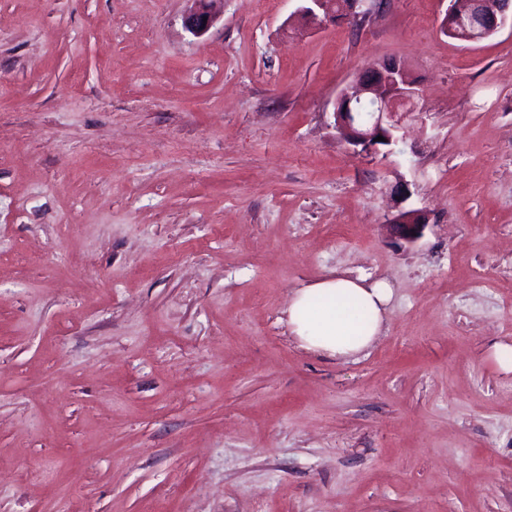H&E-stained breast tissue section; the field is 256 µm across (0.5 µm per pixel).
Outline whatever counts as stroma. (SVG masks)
Instances as JSON below:
<instances>
[{
	"mask_svg": "<svg viewBox=\"0 0 512 512\" xmlns=\"http://www.w3.org/2000/svg\"><path fill=\"white\" fill-rule=\"evenodd\" d=\"M193 6L0 0V512H512V27ZM389 58L419 112L355 152ZM336 275L393 289L346 361L288 327ZM196 4L195 9L185 18V27L193 35L200 37L206 34L213 26L215 17L210 9V2L214 0H193ZM203 18H207L203 22ZM417 94L415 83L401 61L391 59L360 70L337 98L336 128L349 144L360 147L361 152L376 151L379 145L393 142V132L400 123L398 115L419 112ZM366 110L369 112H363ZM378 136L385 141H375ZM391 225L400 238L413 242L422 236L428 221L422 210H406L397 214Z\"/></svg>",
	"mask_w": 512,
	"mask_h": 512,
	"instance_id": "35a3bbf8",
	"label": "stroma"
}]
</instances>
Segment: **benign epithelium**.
<instances>
[{
	"instance_id": "7a95c632",
	"label": "benign epithelium",
	"mask_w": 512,
	"mask_h": 512,
	"mask_svg": "<svg viewBox=\"0 0 512 512\" xmlns=\"http://www.w3.org/2000/svg\"><path fill=\"white\" fill-rule=\"evenodd\" d=\"M196 7L185 18V27L200 37L213 26L215 17L210 9L212 0H194ZM299 15L309 21L317 18L324 22H357L365 15L366 0H302ZM489 7L484 27L478 32L471 31L459 8L450 5L447 14L451 25L461 35V40L477 42L485 39L512 23V0H474ZM417 90L405 65L398 60L359 71L351 85L343 89L336 102L335 125L342 137L362 152L377 150L385 143L393 142L394 131L399 127V116L417 111ZM395 233L406 241L413 242L422 236L428 225L427 217L421 210H406L391 221Z\"/></svg>"
}]
</instances>
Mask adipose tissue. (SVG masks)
Listing matches in <instances>:
<instances>
[{
  "label": "adipose tissue",
  "instance_id": "1",
  "mask_svg": "<svg viewBox=\"0 0 512 512\" xmlns=\"http://www.w3.org/2000/svg\"><path fill=\"white\" fill-rule=\"evenodd\" d=\"M391 298L392 289L383 280L326 278L294 290L288 323L305 350L345 360L364 351L381 334Z\"/></svg>",
  "mask_w": 512,
  "mask_h": 512
}]
</instances>
